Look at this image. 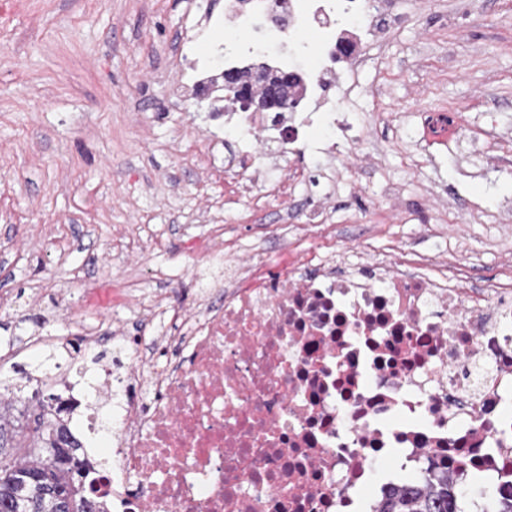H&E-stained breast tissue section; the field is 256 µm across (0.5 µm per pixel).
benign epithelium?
<instances>
[{"label": "benign epithelium", "instance_id": "obj_1", "mask_svg": "<svg viewBox=\"0 0 512 512\" xmlns=\"http://www.w3.org/2000/svg\"><path fill=\"white\" fill-rule=\"evenodd\" d=\"M224 99L236 104L240 111L285 112L298 102L292 89L301 84L297 73H283L263 68L251 76L239 72L224 73Z\"/></svg>", "mask_w": 512, "mask_h": 512}]
</instances>
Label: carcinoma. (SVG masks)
Instances as JSON below:
<instances>
[{"mask_svg":"<svg viewBox=\"0 0 512 512\" xmlns=\"http://www.w3.org/2000/svg\"><path fill=\"white\" fill-rule=\"evenodd\" d=\"M55 402L36 388L20 411L0 403V512H93L79 487L81 444L54 420ZM465 495L452 474L441 472L390 488L373 512H465Z\"/></svg>","mask_w":512,"mask_h":512,"instance_id":"1","label":"carcinoma"}]
</instances>
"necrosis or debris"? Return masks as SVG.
<instances>
[{"label":"necrosis or debris","mask_w":512,"mask_h":512,"mask_svg":"<svg viewBox=\"0 0 512 512\" xmlns=\"http://www.w3.org/2000/svg\"><path fill=\"white\" fill-rule=\"evenodd\" d=\"M269 3L228 0L212 22L243 35L224 51L227 69L249 70L246 53L265 45L270 68L303 77L304 115L225 113L238 167L278 200L291 176L274 161L308 158L304 130L317 118L339 132L323 149L337 166L366 143L336 114L354 107L369 40L402 16L397 0H280L274 15ZM257 129L273 153L254 150ZM311 222L322 238L309 261L287 225H267L278 247L254 245L247 262L228 225H213L188 243L186 261L223 278L182 311L141 295L152 334L118 337L120 368L100 365L90 385L34 375L81 436L111 421L109 464L91 442L78 456L99 512H370L364 491L389 448L424 476L450 469L462 484L480 473L512 489V278L479 281L454 266L433 275L425 254L364 269L330 218ZM103 341L98 318L73 340L33 339L71 365Z\"/></svg>","instance_id":"4bbe7bcc"}]
</instances>
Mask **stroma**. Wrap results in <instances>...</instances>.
<instances>
[{
  "label": "stroma",
  "instance_id": "35a3bbf8",
  "mask_svg": "<svg viewBox=\"0 0 512 512\" xmlns=\"http://www.w3.org/2000/svg\"><path fill=\"white\" fill-rule=\"evenodd\" d=\"M403 2L348 115H383L353 148L351 178L325 193L323 159L275 208L225 169L216 139L235 133L210 100L179 92L224 0H0V374L54 367L9 339L47 320L72 335L97 313L90 289L116 279L133 296L102 313L105 329L135 331L156 270L227 218L246 240L313 204L335 211L338 244L365 263L426 252L438 267L512 269V0ZM448 108L466 137L424 141L419 113Z\"/></svg>",
  "mask_w": 512,
  "mask_h": 512
}]
</instances>
